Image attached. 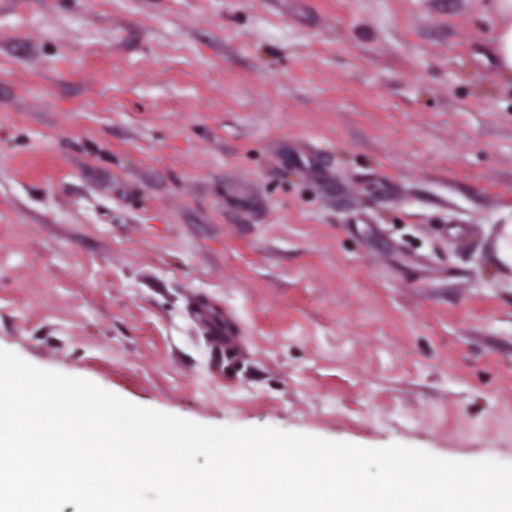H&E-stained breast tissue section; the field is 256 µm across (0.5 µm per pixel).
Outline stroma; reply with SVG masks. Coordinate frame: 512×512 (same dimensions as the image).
Wrapping results in <instances>:
<instances>
[{
    "label": "stroma",
    "mask_w": 512,
    "mask_h": 512,
    "mask_svg": "<svg viewBox=\"0 0 512 512\" xmlns=\"http://www.w3.org/2000/svg\"><path fill=\"white\" fill-rule=\"evenodd\" d=\"M492 0H0V348L199 424L512 464ZM243 330L213 369L192 295Z\"/></svg>",
    "instance_id": "stroma-1"
}]
</instances>
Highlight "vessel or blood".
Masks as SVG:
<instances>
[{"label": "vessel or blood", "mask_w": 512, "mask_h": 512, "mask_svg": "<svg viewBox=\"0 0 512 512\" xmlns=\"http://www.w3.org/2000/svg\"><path fill=\"white\" fill-rule=\"evenodd\" d=\"M191 311L206 334L212 366L223 375L235 370L242 352L240 328L223 308L205 296H194Z\"/></svg>", "instance_id": "obj_1"}]
</instances>
